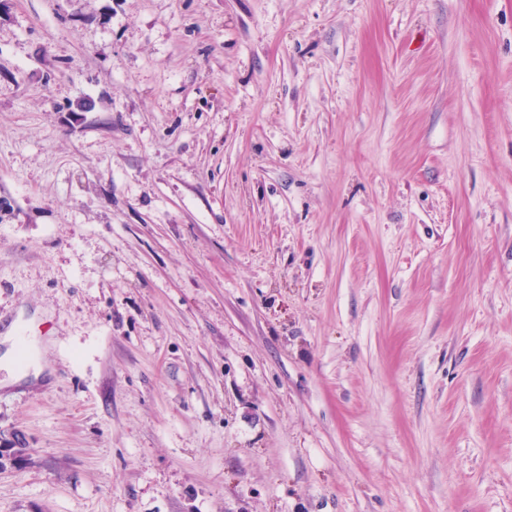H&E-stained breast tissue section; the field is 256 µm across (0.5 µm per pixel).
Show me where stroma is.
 <instances>
[{"instance_id": "stroma-1", "label": "stroma", "mask_w": 512, "mask_h": 512, "mask_svg": "<svg viewBox=\"0 0 512 512\" xmlns=\"http://www.w3.org/2000/svg\"><path fill=\"white\" fill-rule=\"evenodd\" d=\"M0 512H512V0H0Z\"/></svg>"}]
</instances>
